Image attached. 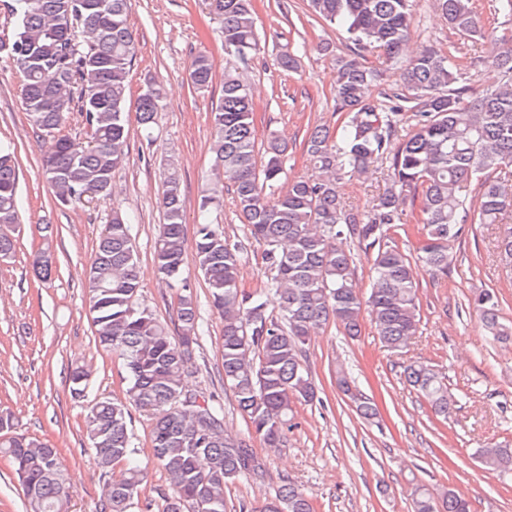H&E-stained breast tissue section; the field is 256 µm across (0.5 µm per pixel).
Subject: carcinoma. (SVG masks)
I'll return each instance as SVG.
<instances>
[{"mask_svg":"<svg viewBox=\"0 0 512 512\" xmlns=\"http://www.w3.org/2000/svg\"><path fill=\"white\" fill-rule=\"evenodd\" d=\"M437 3L452 29L469 37L485 35L472 0ZM209 4L221 20L224 47L239 61L224 67L223 94L211 113L213 175L225 184L214 192H232L249 238L263 247L271 273L266 288L279 296V312H267L262 294L239 288L244 246L230 241L222 227L197 224L192 252L210 305L224 319V385L254 434L267 447L280 448L293 427L296 404L316 397L305 346L317 330L333 323L356 338L367 317L390 351L406 349L420 323L413 264L448 275V239L467 222L498 225L497 248L512 267V224L500 223L512 205L501 177L502 166L512 162V32L495 38L490 50L501 82L473 95L452 52L431 45L404 57L413 0H308L310 9L344 30L356 49H384L396 78L377 94L383 73L355 57L341 58L333 88L337 111L347 114L341 134L335 137L325 127L311 131L306 152L318 174L291 180L282 189L287 146L276 140L258 143L252 97L239 71L260 52L250 0ZM11 6L9 57L24 77L22 104L31 124L50 136L44 175L59 202L80 204L92 193L107 192L113 171L125 161L129 107L145 131L159 109V94L150 86L130 103L128 75L137 40L129 0H12ZM212 71L208 56H195L189 73L193 89L208 90ZM408 112L412 129L399 138L397 125ZM73 114L91 132L85 144L60 134ZM379 159L390 162V187L369 209H346L339 198L341 175L361 173ZM472 184L479 188L473 210L466 205ZM418 193L424 236L413 254L390 241L389 231ZM19 206L15 149L1 143V226L18 223ZM161 209L154 260L159 274L178 282L186 258L185 200L173 173L164 182ZM343 236L374 250L366 299L354 288L355 254L336 246ZM135 237L131 219L114 212L99 236L87 278L95 340L127 371L125 400L97 401L84 418L97 466L105 472L114 464L128 465L123 482L106 486L100 512H129L143 481L132 461V406L155 411L150 443L168 483L159 492L163 512H226L224 488L262 474V466L247 444L224 437L223 404L213 398L202 410L186 404L182 375L204 333L197 298L182 284L175 336L152 311L139 307ZM284 240L291 243L287 251L280 248ZM467 309L492 340L512 342V325L500 317L493 290L473 295ZM403 374L435 415L451 416L458 399L441 372L416 362L404 366ZM70 382L81 397L88 374L77 367ZM336 383L361 417L375 418V406L348 369H336ZM13 429L11 414L1 412L0 454L10 458L30 512H67L58 450ZM201 457L208 461L205 470L197 465ZM477 457L500 477L512 476L511 442L480 448ZM256 512H313V506L311 497L287 479ZM412 512H471V505L450 489L435 493L419 485Z\"/></svg>","mask_w":512,"mask_h":512,"instance_id":"obj_1","label":"carcinoma"}]
</instances>
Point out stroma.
Listing matches in <instances>:
<instances>
[{"instance_id": "1", "label": "stroma", "mask_w": 512, "mask_h": 512, "mask_svg": "<svg viewBox=\"0 0 512 512\" xmlns=\"http://www.w3.org/2000/svg\"><path fill=\"white\" fill-rule=\"evenodd\" d=\"M486 27L481 38L451 30L436 0H416L409 47L434 44L455 47L463 58L469 84L482 91L500 75L487 56L495 33L512 30V17H497L490 0H473ZM261 51L247 67L259 142L277 138L288 145L287 178L309 175L304 142L318 126L336 127L333 86L340 58L353 48L345 34L314 15L307 0H252ZM137 49L130 73V94L138 96L156 81L162 103L150 131L128 112V154L115 170L107 194L80 205L56 201L41 165L48 137L32 126L22 107L23 76L12 59L0 53V140L16 147L19 222L9 227L16 239L13 255L0 259V411L9 412L17 432L57 448L63 462L69 512H99L104 484L120 480L122 466L100 473L83 434L88 407L99 399L123 400L125 372L121 361L95 342L89 295L85 288L98 239L113 211L136 224L140 292L137 303L170 330H177L180 286L166 282L153 260V246L163 222L159 205L167 166L181 178L186 205V232L194 234L200 197L213 183L210 152L211 112L223 90L212 81L207 92L193 90L189 68L197 54L207 55L216 72L231 58L224 50L219 20L207 0H130ZM296 54L298 68L281 70L283 52ZM389 163L381 160L367 172L340 181L346 208L370 206L388 185ZM210 223L226 236L243 241L248 254L238 273L239 286L252 293L270 276L262 249L248 240L231 196L208 212ZM493 224H465L448 242L447 277H435L423 264L414 267L421 315L409 348L394 353L385 347L371 322L358 339L327 325L306 347L307 365L317 398L297 405L295 426L285 446L269 448L239 413L232 391L219 375L224 321L208 305V290L194 261L183 276L201 303L204 334L192 355L183 383L188 393L215 397L224 405L226 436L242 440L264 467L256 480L225 489L226 512H251L274 496L283 479H291L311 496L314 512H411L412 491L424 484L452 489L468 500L472 512H512V482L486 470L476 451L512 441V344L491 340L477 317L465 307L468 297L494 289L504 321L512 322V272L496 247ZM51 255L55 274L39 280L32 261ZM418 361L446 375L458 396L450 419L435 416L402 376L404 365ZM347 367L360 390L377 408L375 422L360 419L338 390L335 371ZM89 373L83 397L71 392L69 372ZM136 456L145 479L134 512L152 502L162 512L160 489L165 475L151 457L152 414L132 409Z\"/></svg>"}]
</instances>
